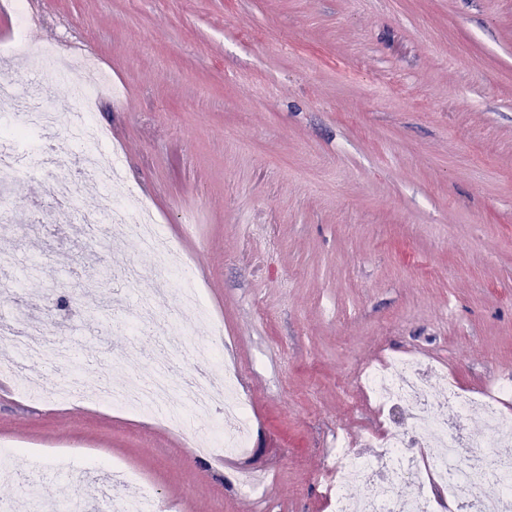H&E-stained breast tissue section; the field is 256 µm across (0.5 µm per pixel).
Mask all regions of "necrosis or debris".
<instances>
[{
  "mask_svg": "<svg viewBox=\"0 0 512 512\" xmlns=\"http://www.w3.org/2000/svg\"><path fill=\"white\" fill-rule=\"evenodd\" d=\"M39 55L60 72L79 74L86 89L80 111L69 114V124L82 127L90 151L76 156L70 174L51 180L49 198L53 209L67 213L74 208L78 182L90 179L103 187L121 183L122 174L113 155L103 152L106 130L88 122L87 116L105 89L95 82L96 61L65 53L58 44L44 45ZM41 80L31 81L24 93H17L12 80L0 79V104L23 114L22 130L0 134V177L10 178L28 167V153L20 147L25 134L50 138L61 120L57 112L43 106ZM79 222L85 237L124 238L136 241L152 254L158 269L169 270L174 251L162 233L151 208L134 190H126L122 204L104 212H81ZM0 336L9 339L17 352L9 371L21 388L27 361L37 358L48 364H70V347L58 342L41 324L17 316L0 320ZM195 370L184 388L173 386L162 362L140 367L125 383H88L79 375L60 376L52 392L61 400L84 397L94 392L98 399L128 410L164 418L169 427L185 429L191 413L212 415L209 431L196 435L205 454L219 457L244 452L249 442L248 401L239 388L237 373L225 372L222 382L211 381L209 367L215 363L213 346L194 350ZM376 403L386 412L389 423L384 434L367 436L372 459L348 448L337 439L330 467L335 484L329 493L334 512H435V491H442L448 512H512V457L500 454L503 444L512 443V414L503 404L512 398V381L498 383L485 393L462 390L454 375L415 356H395L382 367L366 369L360 376ZM481 415L485 429L472 433L464 426L470 415ZM498 483L502 493L489 497L485 486ZM414 489L412 498H403L399 485ZM362 496H353L354 488Z\"/></svg>",
  "mask_w": 512,
  "mask_h": 512,
  "instance_id": "obj_1",
  "label": "necrosis or debris"
}]
</instances>
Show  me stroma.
<instances>
[{
  "instance_id": "stroma-1",
  "label": "stroma",
  "mask_w": 512,
  "mask_h": 512,
  "mask_svg": "<svg viewBox=\"0 0 512 512\" xmlns=\"http://www.w3.org/2000/svg\"><path fill=\"white\" fill-rule=\"evenodd\" d=\"M26 81L48 43L93 55L119 95L94 122L125 181L189 260L214 344L249 401L250 451L216 465L192 438L96 398L0 391V449L42 469L38 499L100 512L111 469L162 512H328L337 437L383 418L361 372L417 354L471 389L512 377V0H25ZM386 81L394 91L375 97ZM234 138H226V130ZM82 143L19 174L5 203H42ZM192 215L184 233L183 215ZM26 296L81 371L124 380L168 322L135 330L155 262L134 241L51 238L0 222ZM143 280L113 321L114 260ZM262 473L256 492L235 473Z\"/></svg>"
}]
</instances>
